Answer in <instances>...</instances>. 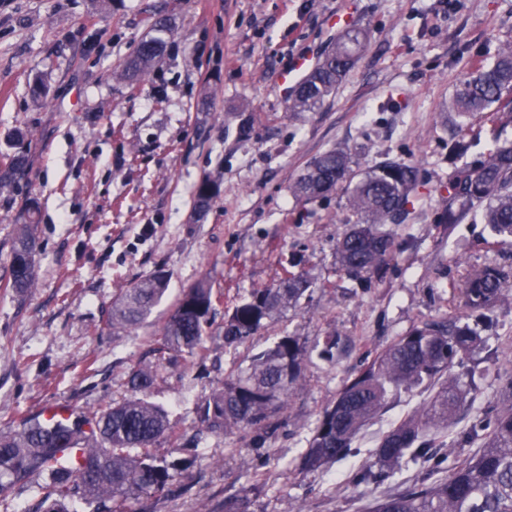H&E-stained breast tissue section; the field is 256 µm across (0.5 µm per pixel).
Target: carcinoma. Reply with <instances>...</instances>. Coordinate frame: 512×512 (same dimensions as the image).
<instances>
[{"instance_id": "obj_1", "label": "carcinoma", "mask_w": 512, "mask_h": 512, "mask_svg": "<svg viewBox=\"0 0 512 512\" xmlns=\"http://www.w3.org/2000/svg\"><path fill=\"white\" fill-rule=\"evenodd\" d=\"M171 20L155 18L156 36L141 41L117 76L130 80L148 74L167 47ZM369 41L365 28L346 30L312 72L288 95V111L314 112L336 91ZM448 111L469 120L512 123V43L490 61L473 64ZM350 150L338 147L313 158L290 184L293 197L308 203L341 191L356 216L336 244L340 270L363 282L384 270L395 257L394 227L409 215L422 182L411 162L386 159L369 170L353 167ZM473 215L487 225L498 245L512 246V143L495 144L474 165L457 170L448 183V212L443 223L458 224ZM36 242L30 224L19 226L11 248L5 287L24 293L35 283ZM509 274L491 266L473 267L457 291L465 311L486 310L506 294ZM169 274L159 269L123 290L112 306L107 327L114 333L138 327L164 297ZM315 287L303 271L285 270L271 286L254 288L247 299L224 314V344L239 346L288 311ZM223 293L201 280L183 290L164 324L156 361L129 373L127 394L119 402L85 415L48 422L24 417L16 429L0 433V493L23 489L46 474L32 512H78L77 501L95 512H129L128 504L164 491L195 457L163 458L155 444L175 432L168 412L150 398L160 371L175 355L203 358L205 327ZM482 342L465 317H433L399 337L348 380L336 400L316 420L303 456L316 471L345 458L368 422L403 391L423 386L428 402L392 427L370 451L372 461L353 475L357 484L380 485L409 462L432 464L434 480L409 492L374 498L367 512H512V386L489 421L473 430L479 448L450 472L442 473L445 437L459 420L468 393L456 359ZM307 352L294 336H282L234 370L198 406L201 422L212 433L230 436L257 430L279 415L301 384Z\"/></svg>"}]
</instances>
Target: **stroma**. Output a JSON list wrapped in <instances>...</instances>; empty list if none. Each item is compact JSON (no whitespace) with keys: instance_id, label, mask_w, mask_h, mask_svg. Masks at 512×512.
<instances>
[{"instance_id":"35a3bbf8","label":"stroma","mask_w":512,"mask_h":512,"mask_svg":"<svg viewBox=\"0 0 512 512\" xmlns=\"http://www.w3.org/2000/svg\"><path fill=\"white\" fill-rule=\"evenodd\" d=\"M348 10L370 40L318 111L295 113L281 78L300 57L319 62L338 38L331 20ZM169 17L162 61L137 86L113 73ZM512 41V0H0V281L19 225L37 219L36 281L0 292V433L60 403L91 415L120 398L130 369L151 349L183 289L200 279L224 293L206 329L205 359L181 357L152 390L197 461L132 512H224V500L255 486L249 512H366L382 494L420 485L427 466L408 464L383 484L346 475L370 458L391 424L424 404L402 394L355 441V454L318 471L301 467L320 412L343 384L399 336L436 314L458 311L467 269L512 271V247L492 244L479 220L441 224L455 168L498 140L471 138L449 157L447 118L477 56ZM43 80L46 99L31 85ZM346 147L360 168L388 158L418 164L423 184L383 278L349 280L336 243L351 214L343 193L298 204L289 181L315 156ZM20 155L21 169L6 172ZM219 192L195 204L203 180ZM317 287L250 342L224 344V312L254 288L276 283L291 260ZM169 290L130 332L103 328L115 297L157 269ZM484 350L456 372L473 389L449 435V459L471 455L474 422L493 415L512 380V292L469 313ZM307 350L305 379L276 428L227 437L205 431L196 406L234 368L279 336ZM338 339L334 359L320 356Z\"/></svg>"}]
</instances>
